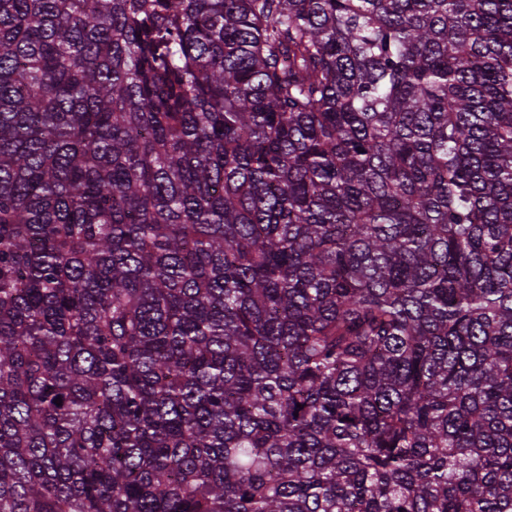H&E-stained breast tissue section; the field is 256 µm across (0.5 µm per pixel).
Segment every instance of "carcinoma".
<instances>
[{
  "mask_svg": "<svg viewBox=\"0 0 512 512\" xmlns=\"http://www.w3.org/2000/svg\"><path fill=\"white\" fill-rule=\"evenodd\" d=\"M0 512H512V0H0Z\"/></svg>",
  "mask_w": 512,
  "mask_h": 512,
  "instance_id": "carcinoma-1",
  "label": "carcinoma"
}]
</instances>
